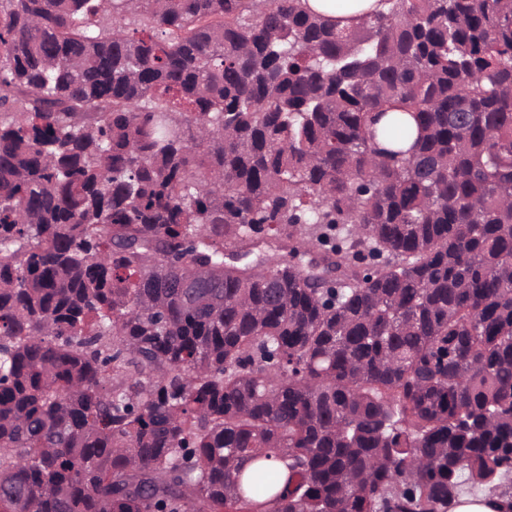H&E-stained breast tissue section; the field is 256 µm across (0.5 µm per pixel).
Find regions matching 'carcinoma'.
<instances>
[{
    "label": "carcinoma",
    "mask_w": 512,
    "mask_h": 512,
    "mask_svg": "<svg viewBox=\"0 0 512 512\" xmlns=\"http://www.w3.org/2000/svg\"><path fill=\"white\" fill-rule=\"evenodd\" d=\"M380 5L0 0V512H512V0ZM349 5L345 10L336 11V0H308L306 3L311 9L324 13L332 18L355 19L371 10L377 0H346ZM463 493L467 494L459 496L450 512H498L500 501L496 497L489 494L480 495L484 492L469 487H466Z\"/></svg>",
    "instance_id": "obj_1"
}]
</instances>
